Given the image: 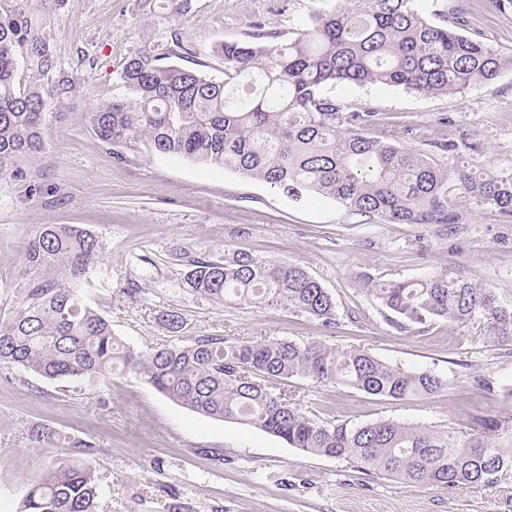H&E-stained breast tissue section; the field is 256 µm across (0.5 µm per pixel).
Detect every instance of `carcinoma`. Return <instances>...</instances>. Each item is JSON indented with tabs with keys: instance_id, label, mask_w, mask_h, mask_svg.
I'll return each instance as SVG.
<instances>
[{
	"instance_id": "carcinoma-1",
	"label": "carcinoma",
	"mask_w": 512,
	"mask_h": 512,
	"mask_svg": "<svg viewBox=\"0 0 512 512\" xmlns=\"http://www.w3.org/2000/svg\"><path fill=\"white\" fill-rule=\"evenodd\" d=\"M224 79L166 63L159 46L135 52L121 80L128 92L88 113L102 142L134 139L152 151L222 166L263 181L293 200L316 193L351 214L387 224L444 229L461 221L458 201L487 207L512 222V170L461 159L475 143L417 133L418 148L397 142L371 103L351 107L327 93L338 84H379L419 94L462 95L512 69L504 52L465 33L459 9L447 23L423 18L414 0H338L317 6L282 37L257 34L226 41ZM24 63L28 83H17ZM78 78L59 67L54 47L17 7L0 12V178L44 147L46 114L64 105ZM456 163L448 165L445 158ZM97 237L69 224H42L25 245L27 283L13 315L0 321V365L48 380L94 382L128 371L196 413L236 420L304 452L344 459L411 486L463 489L512 477V428L496 421L461 435L449 429L380 420L332 423L288 395L290 379L341 384L393 400L447 389L432 372L385 363L368 351L336 352L318 340L221 334L190 337L148 351L127 346L112 324L83 304L75 284L99 259ZM358 286L400 328L432 320L475 324L487 341L512 346V308L495 291L444 266L414 279L362 274ZM186 291L222 305L282 306L336 325V303L303 265L237 252L191 260ZM37 447L60 444L35 426ZM97 483L87 460L51 470L24 495L21 512H96Z\"/></svg>"
}]
</instances>
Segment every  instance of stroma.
<instances>
[{"label": "stroma", "instance_id": "obj_1", "mask_svg": "<svg viewBox=\"0 0 512 512\" xmlns=\"http://www.w3.org/2000/svg\"><path fill=\"white\" fill-rule=\"evenodd\" d=\"M460 3L469 32L512 49V4L494 0H415L441 22ZM313 0H40L34 16L66 72L83 81L65 108L49 115L44 149L22 173L0 179V319L25 287L24 245L41 224H73L94 234L98 264L80 291L112 330L137 350L175 337L161 321L178 312L184 335L220 332L295 341L315 338L336 351L366 349L409 371L447 378L448 388L417 401L371 396L344 385L296 377L288 389L305 409L352 425L393 419L468 431L480 421L512 424V346L486 342L475 325L432 322L399 329L356 284L361 273L412 279L453 264L512 304V223L462 205L447 234L348 214L313 194L296 202L269 185L220 166L154 153L142 141L113 147L93 134L91 108L125 96V60L156 44L200 75L223 79L218 53L257 29L288 33ZM347 103L375 104L413 146L422 130L480 147L477 163L512 162V69L465 95H421L384 85H339ZM233 251L300 263L336 301L325 328L281 306H228L183 290L191 259ZM49 426L69 446L38 448L29 432ZM89 460L98 512H512V478L465 489L407 486L366 475L353 464L289 447L254 427L188 410L134 373L105 383L47 380L0 366V512H20L27 489L48 469Z\"/></svg>", "mask_w": 512, "mask_h": 512}]
</instances>
